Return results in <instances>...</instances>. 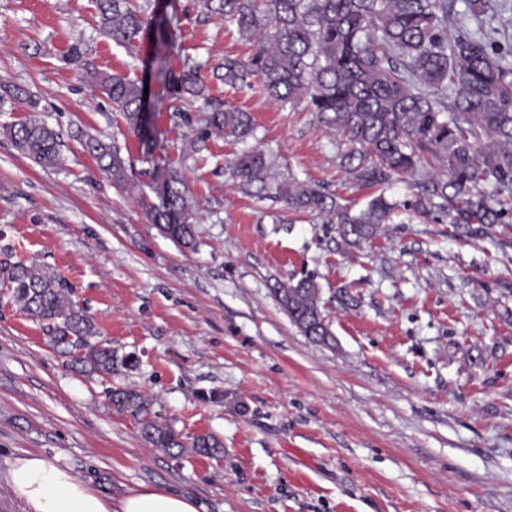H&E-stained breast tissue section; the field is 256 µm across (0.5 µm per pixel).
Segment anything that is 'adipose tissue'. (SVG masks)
<instances>
[{
  "label": "adipose tissue",
  "instance_id": "obj_1",
  "mask_svg": "<svg viewBox=\"0 0 512 512\" xmlns=\"http://www.w3.org/2000/svg\"><path fill=\"white\" fill-rule=\"evenodd\" d=\"M9 483L27 512H198L192 499L158 487L133 489L115 500L102 497L58 459L42 455L17 458Z\"/></svg>",
  "mask_w": 512,
  "mask_h": 512
}]
</instances>
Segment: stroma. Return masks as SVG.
I'll list each match as a JSON object with an SVG mask.
<instances>
[{"instance_id": "stroma-1", "label": "stroma", "mask_w": 512, "mask_h": 512, "mask_svg": "<svg viewBox=\"0 0 512 512\" xmlns=\"http://www.w3.org/2000/svg\"><path fill=\"white\" fill-rule=\"evenodd\" d=\"M151 4L171 20L170 68L201 64L212 95L252 115L247 143L215 137L206 159L192 156L173 114L203 104L164 100L145 157L66 56L79 42L97 69L142 80L153 42L103 36L95 0H0V81L35 93L63 141L60 168L35 165L3 131L33 109L0 105V261L55 274L121 361L110 374L76 369L0 286V512H25L8 484L25 454L60 458L105 497L154 486L199 512H512V231L389 224L352 247L322 218L243 193L228 167L245 146L278 179L327 184L353 208L372 191L340 168L335 134L306 107L211 79L253 41L202 0ZM79 128L117 146L121 179L73 139ZM160 170L195 206L197 250L151 221ZM307 276L327 344L303 336L271 291ZM120 388L145 395L183 441L214 435L222 453L152 447L109 401Z\"/></svg>"}]
</instances>
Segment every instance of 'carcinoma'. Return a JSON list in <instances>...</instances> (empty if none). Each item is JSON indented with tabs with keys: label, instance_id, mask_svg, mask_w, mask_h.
Segmentation results:
<instances>
[{
	"label": "carcinoma",
	"instance_id": "obj_1",
	"mask_svg": "<svg viewBox=\"0 0 512 512\" xmlns=\"http://www.w3.org/2000/svg\"><path fill=\"white\" fill-rule=\"evenodd\" d=\"M205 6L242 37L257 41L247 59L224 57L213 77L294 109L306 104L320 127L336 132L344 172L378 190L355 210L322 184L276 181L266 156L244 149L230 168L242 192L326 218L349 246L372 240L402 214L410 221L466 226L475 235L512 228V0H205ZM97 8L100 33L115 43L132 44L144 35L159 48L171 47V24L150 3L97 0ZM84 55L75 44L66 60L83 67L140 138L145 154H152L157 141L144 131L145 82L100 71ZM200 70L194 64L163 72L169 97L201 98L209 107L199 120L176 113L191 129L190 149L199 157L216 133L243 143L254 130L249 113L210 98ZM7 97L24 99L32 109L38 104L25 88L0 83V101ZM0 128L36 165H58L59 136L36 115ZM73 138L98 160H108L107 167L121 168L116 146L80 128ZM407 177L408 195H385ZM175 180L173 173L154 179L159 203L151 210L152 222L162 236L193 250L196 214L190 200L172 189ZM0 279L12 304L47 323L56 346L81 351L82 369L112 373V349L92 342L95 324L54 274L35 264L1 261ZM272 291L304 336L317 343L332 336L313 280L278 282ZM109 400L138 420L155 448L219 452V441L209 434L185 444L167 423L150 416L135 390H113Z\"/></svg>",
	"mask_w": 512,
	"mask_h": 512
}]
</instances>
